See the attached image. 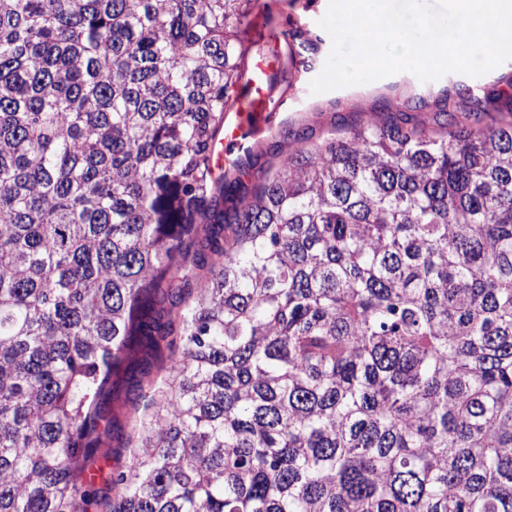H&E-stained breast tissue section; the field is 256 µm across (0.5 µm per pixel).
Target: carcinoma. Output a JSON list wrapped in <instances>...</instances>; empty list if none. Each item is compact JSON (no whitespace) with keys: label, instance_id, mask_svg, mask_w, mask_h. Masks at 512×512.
Listing matches in <instances>:
<instances>
[{"label":"carcinoma","instance_id":"obj_1","mask_svg":"<svg viewBox=\"0 0 512 512\" xmlns=\"http://www.w3.org/2000/svg\"><path fill=\"white\" fill-rule=\"evenodd\" d=\"M251 0H0V512H512V102L214 177ZM210 277L196 287L195 270ZM168 350L149 359V366L144 372L140 369L129 372L121 378L108 398V410L111 418L112 435L103 439L101 448L89 462L97 472V487L112 497L110 486L106 480L112 478V472L126 469L129 460V451L134 442L129 439L133 436L135 419L141 418L149 402L153 389L161 386L166 379Z\"/></svg>","mask_w":512,"mask_h":512}]
</instances>
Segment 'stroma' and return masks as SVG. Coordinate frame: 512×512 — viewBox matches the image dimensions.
<instances>
[{"label":"stroma","instance_id":"35a3bbf8","mask_svg":"<svg viewBox=\"0 0 512 512\" xmlns=\"http://www.w3.org/2000/svg\"><path fill=\"white\" fill-rule=\"evenodd\" d=\"M327 8L328 0H253L245 27V63L261 65L266 77L260 90L249 89L243 79L234 88L235 95L252 102L244 119L256 132L221 167L225 181L239 177L247 188H254L253 173L277 166L280 156L296 147L301 132L318 142L356 123L384 122L398 111L413 114L416 122L430 129L443 99L464 105L469 97L489 91L512 95V60L477 78L448 73L423 82L412 73L399 72L367 84L311 93L309 84L322 71L332 47L319 25ZM167 363L166 353L154 355L145 371L121 378L109 397L112 434L91 461L102 493H109L112 474L125 470L134 422L141 418L154 388L164 382Z\"/></svg>","mask_w":512,"mask_h":512}]
</instances>
